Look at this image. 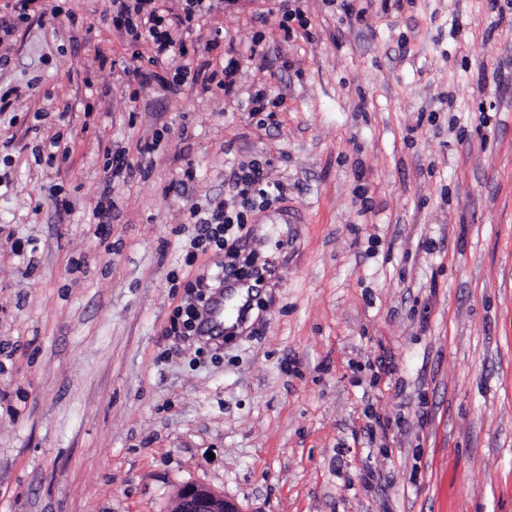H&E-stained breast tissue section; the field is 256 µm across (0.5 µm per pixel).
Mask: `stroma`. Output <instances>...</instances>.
Masks as SVG:
<instances>
[{
  "instance_id": "stroma-1",
  "label": "stroma",
  "mask_w": 512,
  "mask_h": 512,
  "mask_svg": "<svg viewBox=\"0 0 512 512\" xmlns=\"http://www.w3.org/2000/svg\"><path fill=\"white\" fill-rule=\"evenodd\" d=\"M352 5L283 29L222 0L233 97L204 50L128 89L146 46L106 0L0 40V512H175L187 483L241 512H512V0ZM155 137L148 178H112ZM254 158L283 188L240 232L265 285L214 345L180 330L224 263L189 210ZM234 49L232 46L225 51L227 60L219 59L213 66L211 73L208 76L209 83H215L217 87L224 89V95L230 96L236 94V80L235 75L239 69V60L234 56Z\"/></svg>"
}]
</instances>
